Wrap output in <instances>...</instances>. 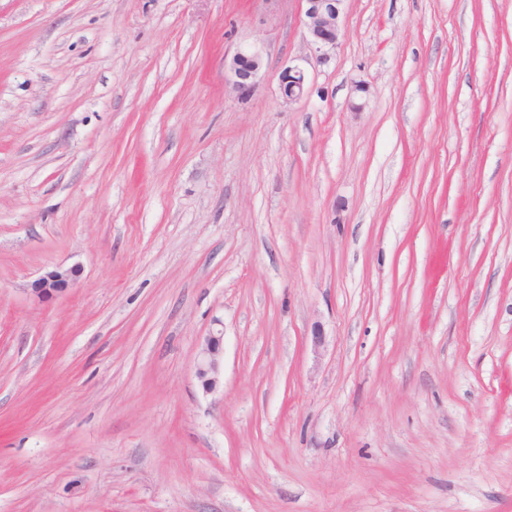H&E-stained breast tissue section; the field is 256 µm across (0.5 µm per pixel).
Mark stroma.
<instances>
[{"instance_id": "35a3bbf8", "label": "stroma", "mask_w": 512, "mask_h": 512, "mask_svg": "<svg viewBox=\"0 0 512 512\" xmlns=\"http://www.w3.org/2000/svg\"><path fill=\"white\" fill-rule=\"evenodd\" d=\"M304 9L0 0V512H512V0ZM345 0H303L306 28L311 44L323 59L328 50L335 49L341 32L342 5ZM261 68L262 57L257 51H238L228 64L233 88L240 95L249 92L255 87ZM306 74L299 66H288L280 75V93L285 101L293 102L305 93ZM78 276L79 270L76 268L65 270L53 269L34 282L33 291L42 297H52L64 292ZM223 335V329H212L205 337L197 356L195 376L207 394L215 393L223 386L221 379Z\"/></svg>"}]
</instances>
